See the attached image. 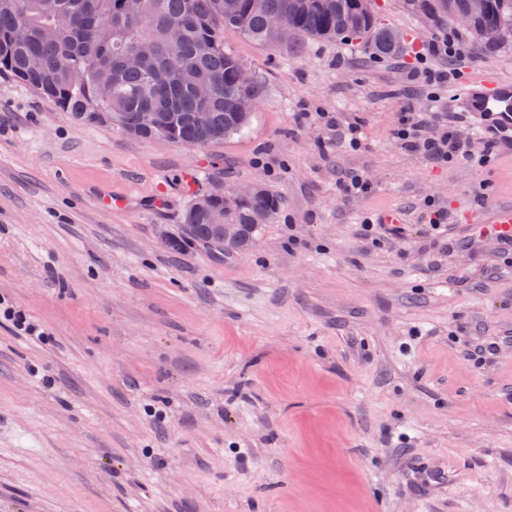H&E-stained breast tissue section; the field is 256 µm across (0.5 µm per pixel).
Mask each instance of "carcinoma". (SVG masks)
I'll use <instances>...</instances> for the list:
<instances>
[{"label":"carcinoma","mask_w":512,"mask_h":512,"mask_svg":"<svg viewBox=\"0 0 512 512\" xmlns=\"http://www.w3.org/2000/svg\"><path fill=\"white\" fill-rule=\"evenodd\" d=\"M403 8L430 23L451 21L449 10L467 9L468 0H402ZM283 18L302 39L367 38L381 54L396 48V36L380 26L358 0H0V76L15 79L74 114L86 126L102 123L107 113L129 135L154 138L144 113L169 121L174 142L206 146L240 132L249 120L237 103L259 96L258 81L238 79L243 61L224 46L237 34L269 47L281 45L269 24ZM181 22L180 35L169 24ZM512 25V0H485L473 29ZM157 46L154 56L134 69L122 56L140 41ZM107 71L112 84L103 90L98 75ZM209 84L210 96L195 94ZM280 201L270 190L256 192L224 211L216 199L203 210H189L184 223L194 225L187 239L214 244L213 224H241L249 236L257 211L272 223Z\"/></svg>","instance_id":"obj_1"}]
</instances>
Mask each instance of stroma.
<instances>
[{
	"mask_svg": "<svg viewBox=\"0 0 512 512\" xmlns=\"http://www.w3.org/2000/svg\"><path fill=\"white\" fill-rule=\"evenodd\" d=\"M399 33L227 45L260 84L249 127L206 147L87 127L0 77V512H512V255L479 234L512 203V152L458 128L474 160L402 149L400 113L452 112L475 77L512 80V46L409 68L438 35L399 0ZM356 125L361 149L326 117ZM372 190L344 196L347 173ZM280 198L253 247H162L212 182ZM116 198L102 205L97 195ZM456 246L425 243L426 204ZM398 213L404 240L361 235ZM498 342L475 362L472 338Z\"/></svg>",
	"mask_w": 512,
	"mask_h": 512,
	"instance_id": "obj_1",
	"label": "stroma"
}]
</instances>
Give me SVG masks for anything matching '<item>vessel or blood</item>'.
Listing matches in <instances>:
<instances>
[{"label":"vessel or blood","mask_w":512,"mask_h":512,"mask_svg":"<svg viewBox=\"0 0 512 512\" xmlns=\"http://www.w3.org/2000/svg\"><path fill=\"white\" fill-rule=\"evenodd\" d=\"M471 112L488 114L500 142L512 139V82L477 78L461 96Z\"/></svg>","instance_id":"1"}]
</instances>
